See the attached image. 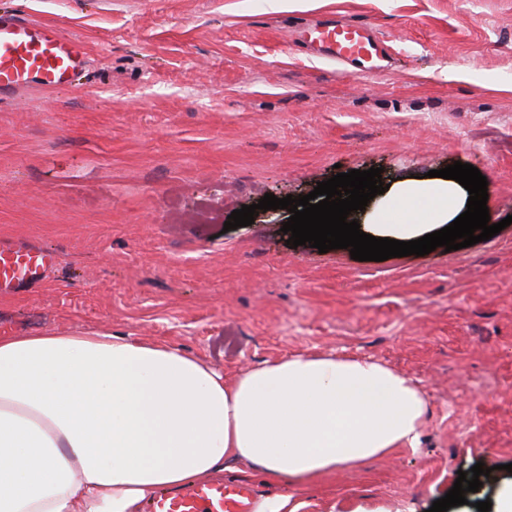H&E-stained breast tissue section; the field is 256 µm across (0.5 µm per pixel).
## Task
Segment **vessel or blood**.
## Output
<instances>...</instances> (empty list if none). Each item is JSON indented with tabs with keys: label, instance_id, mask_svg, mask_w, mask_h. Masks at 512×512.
<instances>
[{
	"label": "vessel or blood",
	"instance_id": "b4317fda",
	"mask_svg": "<svg viewBox=\"0 0 512 512\" xmlns=\"http://www.w3.org/2000/svg\"><path fill=\"white\" fill-rule=\"evenodd\" d=\"M304 40L321 58L363 73L383 69L386 46L361 23L329 20L305 29ZM82 41L56 26L11 16L0 18V96L56 90L84 65ZM55 253L23 238H0V290L39 284L55 265ZM257 492L247 483L202 482L159 494L150 512H254Z\"/></svg>",
	"mask_w": 512,
	"mask_h": 512
}]
</instances>
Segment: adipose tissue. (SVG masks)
I'll return each mask as SVG.
<instances>
[{
  "label": "adipose tissue",
  "instance_id": "1",
  "mask_svg": "<svg viewBox=\"0 0 512 512\" xmlns=\"http://www.w3.org/2000/svg\"><path fill=\"white\" fill-rule=\"evenodd\" d=\"M362 230L410 241L466 209L437 178L401 181ZM421 390L376 362L293 355L233 383L178 349L104 333L0 336V512H141L225 462L267 482L307 481L416 448Z\"/></svg>",
  "mask_w": 512,
  "mask_h": 512
}]
</instances>
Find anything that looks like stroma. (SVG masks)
<instances>
[{
    "mask_svg": "<svg viewBox=\"0 0 512 512\" xmlns=\"http://www.w3.org/2000/svg\"><path fill=\"white\" fill-rule=\"evenodd\" d=\"M78 37L76 85L0 100V238L58 262L0 293V336L164 343L233 382L295 354L378 362L427 411L417 448L273 494L307 512H429L476 463L478 512L512 486V225L459 250L382 262L289 247V210L231 231L265 194L337 172L395 184L454 162L512 215V0H0ZM343 17L391 64L316 61L294 35Z\"/></svg>",
    "mask_w": 512,
    "mask_h": 512,
    "instance_id": "obj_1",
    "label": "stroma"
}]
</instances>
